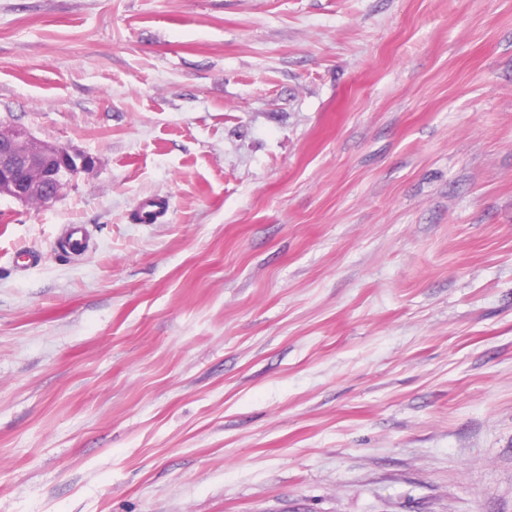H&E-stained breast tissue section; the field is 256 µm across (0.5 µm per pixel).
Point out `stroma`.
<instances>
[{
  "instance_id": "obj_1",
  "label": "stroma",
  "mask_w": 512,
  "mask_h": 512,
  "mask_svg": "<svg viewBox=\"0 0 512 512\" xmlns=\"http://www.w3.org/2000/svg\"><path fill=\"white\" fill-rule=\"evenodd\" d=\"M14 125L0 512H512V0H0ZM93 165L91 156L45 143L23 126L0 129V196L47 203ZM87 240L85 224H67L59 239L58 246L67 252H78L84 249Z\"/></svg>"
}]
</instances>
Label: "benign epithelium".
<instances>
[{"label":"benign epithelium","instance_id":"7a95c632","mask_svg":"<svg viewBox=\"0 0 512 512\" xmlns=\"http://www.w3.org/2000/svg\"><path fill=\"white\" fill-rule=\"evenodd\" d=\"M93 165L92 157L45 143L23 126L0 129V196L47 203Z\"/></svg>","mask_w":512,"mask_h":512}]
</instances>
